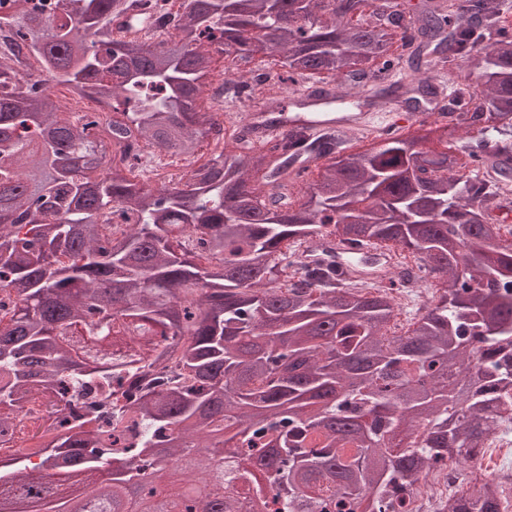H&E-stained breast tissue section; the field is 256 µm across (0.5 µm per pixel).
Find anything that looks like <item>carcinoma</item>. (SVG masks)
I'll use <instances>...</instances> for the list:
<instances>
[{"label":"carcinoma","mask_w":512,"mask_h":512,"mask_svg":"<svg viewBox=\"0 0 512 512\" xmlns=\"http://www.w3.org/2000/svg\"><path fill=\"white\" fill-rule=\"evenodd\" d=\"M126 0H0V30L40 65L38 79L0 62V433L23 396H48L46 440L0 472V512H73L49 485L70 481L113 512H390L422 471L472 461L512 411V242L486 223L498 184H512V3L430 0L405 22L389 0H179L171 37H113ZM278 53L288 81L370 76L382 98L432 96L446 64L481 68L483 97L452 98L477 127L462 150L454 126L419 123L376 151L288 140L237 146L151 188L112 150L143 140L194 155L220 137L198 110L212 57ZM127 107L104 121L60 117L49 84ZM329 158L297 209L288 174ZM494 170L485 182L471 162ZM117 208L130 221L101 231ZM335 235L392 243L444 278L445 295L400 336L384 332L392 291L338 286L314 268L288 289L285 241ZM458 376H448V364ZM143 377L114 409L112 381ZM81 394L95 417L66 430ZM439 512H501L493 483Z\"/></svg>","instance_id":"cac0c4a2"}]
</instances>
